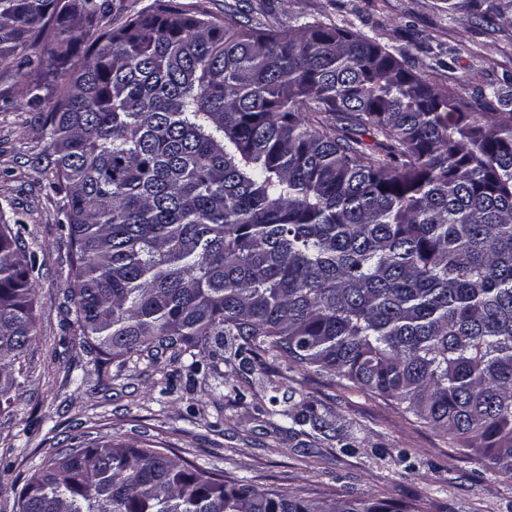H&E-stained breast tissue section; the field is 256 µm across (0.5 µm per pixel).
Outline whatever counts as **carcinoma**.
Listing matches in <instances>:
<instances>
[{
    "mask_svg": "<svg viewBox=\"0 0 512 512\" xmlns=\"http://www.w3.org/2000/svg\"><path fill=\"white\" fill-rule=\"evenodd\" d=\"M447 2L464 26H512V0ZM107 6L0 0V70L28 68L27 105L48 107L89 349H170L219 377L279 352L512 474V100L464 99L315 18L250 27L235 5L160 0L102 31ZM34 263L1 224L0 396L35 335ZM19 512L426 510L105 443L38 469Z\"/></svg>",
    "mask_w": 512,
    "mask_h": 512,
    "instance_id": "carcinoma-1",
    "label": "carcinoma"
}]
</instances>
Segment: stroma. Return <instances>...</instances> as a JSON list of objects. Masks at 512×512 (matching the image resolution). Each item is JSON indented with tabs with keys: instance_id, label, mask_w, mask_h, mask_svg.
I'll return each mask as SVG.
<instances>
[{
	"instance_id": "stroma-1",
	"label": "stroma",
	"mask_w": 512,
	"mask_h": 512,
	"mask_svg": "<svg viewBox=\"0 0 512 512\" xmlns=\"http://www.w3.org/2000/svg\"><path fill=\"white\" fill-rule=\"evenodd\" d=\"M250 24L288 27L315 17L398 47L436 83L472 96L486 83L512 97V26L458 24L446 0H243ZM454 58L453 68L434 67ZM25 78L0 71V224L36 255L37 331L20 359V386L0 398V512L59 450L153 444L186 463L262 488L321 487L382 499L420 498L427 512H512V475L405 411L398 401L333 382L281 356L264 368L221 364L223 385L192 372L189 356L124 360L88 352L67 302L64 200L53 187L41 114ZM326 421L330 436L292 414Z\"/></svg>"
}]
</instances>
